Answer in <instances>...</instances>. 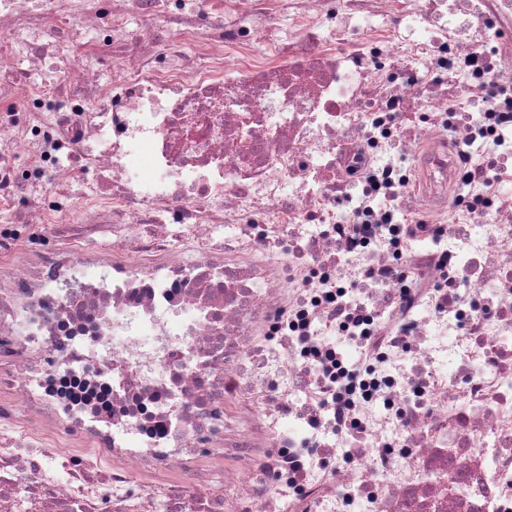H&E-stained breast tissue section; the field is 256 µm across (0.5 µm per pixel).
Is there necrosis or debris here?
Returning <instances> with one entry per match:
<instances>
[{
  "label": "necrosis or debris",
  "mask_w": 512,
  "mask_h": 512,
  "mask_svg": "<svg viewBox=\"0 0 512 512\" xmlns=\"http://www.w3.org/2000/svg\"><path fill=\"white\" fill-rule=\"evenodd\" d=\"M123 3L0 0V512H512V0Z\"/></svg>",
  "instance_id": "necrosis-or-debris-1"
}]
</instances>
